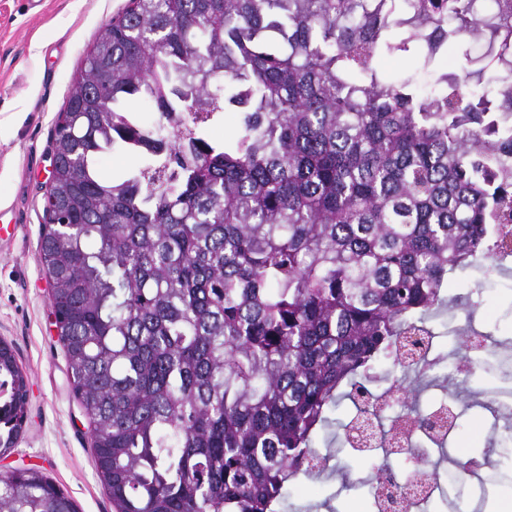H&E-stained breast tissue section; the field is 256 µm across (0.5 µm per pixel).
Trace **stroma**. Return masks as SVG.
Returning <instances> with one entry per match:
<instances>
[{"label":"stroma","mask_w":512,"mask_h":512,"mask_svg":"<svg viewBox=\"0 0 512 512\" xmlns=\"http://www.w3.org/2000/svg\"><path fill=\"white\" fill-rule=\"evenodd\" d=\"M129 0H0V118L11 132L0 140V341L14 347L30 387L28 416L0 469L33 467L50 479L77 512H112L95 468L88 424L72 388L66 350L51 324L48 277L40 259L52 134L69 87L98 31ZM495 256L449 278L446 295H469L473 312L456 309L430 323L439 374L465 352L468 324L494 336L467 388L471 404L448 437L441 482L452 498L433 494L424 512H466L471 489L489 490L485 512H512V431L494 426L499 390L512 388V268L494 273ZM332 427L313 446L353 478L372 476L381 450L337 449L335 426L355 414L349 401L329 408ZM487 457L477 475L461 474L457 458ZM277 512H377L367 488L345 490L335 474L290 482Z\"/></svg>","instance_id":"35a3bbf8"}]
</instances>
